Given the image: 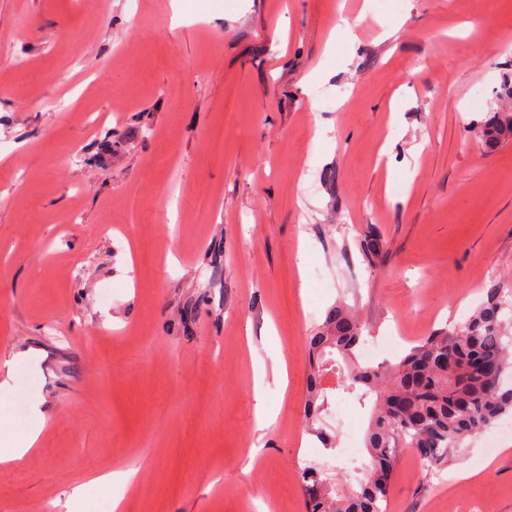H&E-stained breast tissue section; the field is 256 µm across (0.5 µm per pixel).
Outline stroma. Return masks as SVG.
I'll return each mask as SVG.
<instances>
[{
    "mask_svg": "<svg viewBox=\"0 0 512 512\" xmlns=\"http://www.w3.org/2000/svg\"><path fill=\"white\" fill-rule=\"evenodd\" d=\"M1 30L0 362L29 358L0 417L45 423L0 512L78 484L109 512L94 479L130 465L125 512H306L327 311L394 362L465 323L485 265L512 289V142L469 132L504 103L512 0H0ZM388 512H512V435L433 470L402 449Z\"/></svg>",
    "mask_w": 512,
    "mask_h": 512,
    "instance_id": "1",
    "label": "stroma"
}]
</instances>
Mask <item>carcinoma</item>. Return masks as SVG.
<instances>
[{
  "mask_svg": "<svg viewBox=\"0 0 512 512\" xmlns=\"http://www.w3.org/2000/svg\"><path fill=\"white\" fill-rule=\"evenodd\" d=\"M487 147L512 141V112H492L476 127ZM367 258L383 254L380 238L367 233ZM362 326L348 306L331 308L310 337L312 373L305 415L327 450L334 436L323 424L327 394L320 378L336 370V385L371 403L364 444L369 459L362 476L332 482L325 463L300 472L307 512H380L389 493L401 448L413 450L423 466H441L464 450L466 440L512 412V291L495 279L485 302L457 330L425 337L394 363L360 365L355 352Z\"/></svg>",
  "mask_w": 512,
  "mask_h": 512,
  "instance_id": "1",
  "label": "carcinoma"
}]
</instances>
